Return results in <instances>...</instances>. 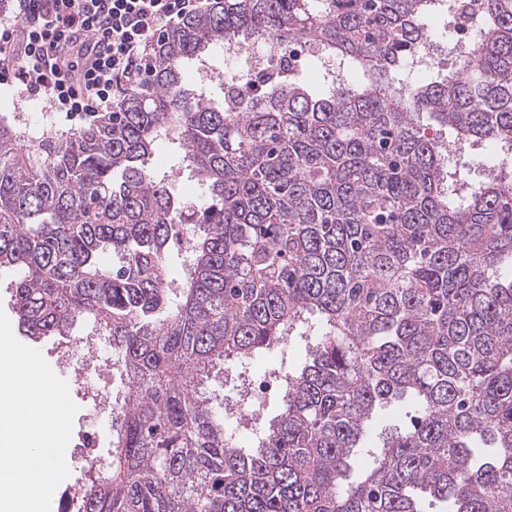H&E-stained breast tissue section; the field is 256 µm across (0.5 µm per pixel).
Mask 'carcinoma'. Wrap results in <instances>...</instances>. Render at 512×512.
<instances>
[{
  "label": "carcinoma",
  "mask_w": 512,
  "mask_h": 512,
  "mask_svg": "<svg viewBox=\"0 0 512 512\" xmlns=\"http://www.w3.org/2000/svg\"><path fill=\"white\" fill-rule=\"evenodd\" d=\"M436 7L451 22L459 0H209L115 111L28 149L0 122V277L18 273L19 332L94 329L126 380L110 449L74 484L79 512H512V0H482L463 66L408 81ZM262 37L364 79L220 81V100L187 82L205 54ZM479 141L495 162L460 168L480 180L447 170ZM161 148L196 200L155 171ZM296 336L314 344L289 370ZM274 349L282 409L244 447L203 383ZM405 398L411 425L370 441Z\"/></svg>",
  "instance_id": "cac0c4a2"
}]
</instances>
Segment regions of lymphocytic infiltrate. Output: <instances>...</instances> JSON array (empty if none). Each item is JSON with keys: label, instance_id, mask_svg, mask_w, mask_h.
<instances>
[{"label": "lymphocytic infiltrate", "instance_id": "1", "mask_svg": "<svg viewBox=\"0 0 512 512\" xmlns=\"http://www.w3.org/2000/svg\"><path fill=\"white\" fill-rule=\"evenodd\" d=\"M206 0H13L0 24V84L45 95L55 111L111 109L112 93L150 72L163 34Z\"/></svg>", "mask_w": 512, "mask_h": 512}]
</instances>
